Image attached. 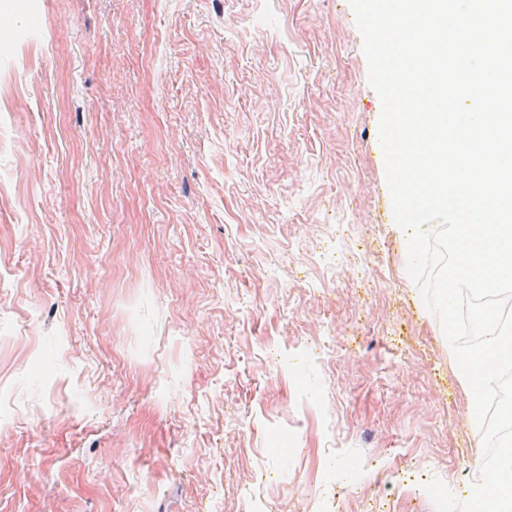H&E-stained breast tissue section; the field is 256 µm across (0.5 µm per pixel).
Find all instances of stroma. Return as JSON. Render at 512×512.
Here are the masks:
<instances>
[{"mask_svg":"<svg viewBox=\"0 0 512 512\" xmlns=\"http://www.w3.org/2000/svg\"><path fill=\"white\" fill-rule=\"evenodd\" d=\"M0 512H435L482 432L407 273L349 0H0Z\"/></svg>","mask_w":512,"mask_h":512,"instance_id":"35a3bbf8","label":"stroma"}]
</instances>
